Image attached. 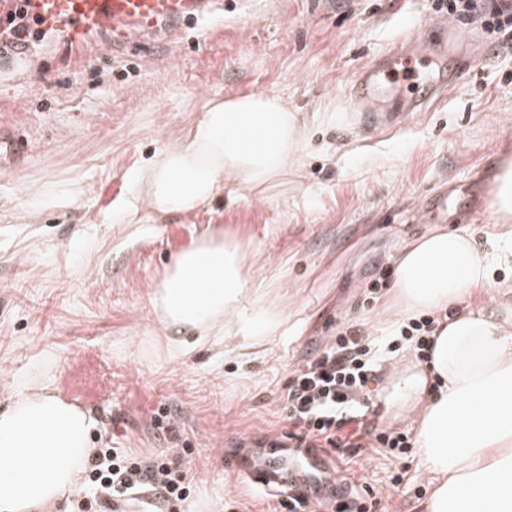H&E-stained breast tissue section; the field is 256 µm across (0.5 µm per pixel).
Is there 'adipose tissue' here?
Listing matches in <instances>:
<instances>
[{
    "mask_svg": "<svg viewBox=\"0 0 512 512\" xmlns=\"http://www.w3.org/2000/svg\"><path fill=\"white\" fill-rule=\"evenodd\" d=\"M301 132L280 97L250 93L209 102L181 142L137 176L158 213L189 214L224 183L248 193L284 176ZM244 245L211 231L177 253L150 293L178 346L236 335L250 293ZM394 312L439 313L426 367L402 363L379 394L409 421L433 476L423 512H512V291L469 235L434 229L400 249ZM91 411L47 388L0 409V512H50L81 480L93 450Z\"/></svg>",
    "mask_w": 512,
    "mask_h": 512,
    "instance_id": "adipose-tissue-1",
    "label": "adipose tissue"
}]
</instances>
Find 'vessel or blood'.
I'll return each mask as SVG.
<instances>
[{
  "label": "vessel or blood",
  "mask_w": 512,
  "mask_h": 512,
  "mask_svg": "<svg viewBox=\"0 0 512 512\" xmlns=\"http://www.w3.org/2000/svg\"><path fill=\"white\" fill-rule=\"evenodd\" d=\"M215 0H0V20L16 10L40 22L43 31L63 45L80 49L94 37L111 34L113 44L133 45L135 40L165 26L182 27L211 13ZM425 41L412 30L390 51L373 58L351 80L349 105L357 115V126L367 134L387 133L408 124L413 113L444 100L467 72L469 58L458 59L444 70L438 82L419 80L417 65L428 63ZM386 85L400 86L408 101L404 114L380 111L375 94ZM224 468L238 478L285 493L302 501L306 512H329L341 484L333 477L320 454L309 456V470L299 475L285 465L281 449L267 447L245 455L225 456Z\"/></svg>",
  "instance_id": "1"
}]
</instances>
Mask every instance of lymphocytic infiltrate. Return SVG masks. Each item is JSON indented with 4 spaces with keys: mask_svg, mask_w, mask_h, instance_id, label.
I'll use <instances>...</instances> for the list:
<instances>
[{
    "mask_svg": "<svg viewBox=\"0 0 512 512\" xmlns=\"http://www.w3.org/2000/svg\"><path fill=\"white\" fill-rule=\"evenodd\" d=\"M449 17L478 22L502 48H512V0H429ZM434 318L420 315L404 325L397 339L383 342L354 330L327 343L314 359L296 364L288 380L285 410L296 428L298 445L309 448L356 449L366 436L362 402L383 349L407 343L422 360L429 357ZM86 483L97 497L78 503L77 512H117L132 495L153 499L161 512H182L194 478L178 459L167 454L131 455L118 448L99 449Z\"/></svg>",
    "mask_w": 512,
    "mask_h": 512,
    "instance_id": "obj_1",
    "label": "lymphocytic infiltrate"
}]
</instances>
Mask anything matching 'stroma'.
Returning <instances> with one entry per match:
<instances>
[{"label":"stroma","mask_w":512,"mask_h":512,"mask_svg":"<svg viewBox=\"0 0 512 512\" xmlns=\"http://www.w3.org/2000/svg\"><path fill=\"white\" fill-rule=\"evenodd\" d=\"M432 16L427 0H235L173 40L97 39L78 53L42 42L23 74L0 77V122L25 144L0 167V408L49 388L97 417L93 448L177 456L195 477L187 512H276V495L226 475L225 449L287 439L289 373L339 332L393 333L391 287L369 286L403 246L432 228L469 234L512 289V223L490 211L498 163L512 158V50L476 24L456 23L452 41L429 29L432 55L475 51L483 64L398 134L363 140L348 114L354 75ZM256 92L299 116L284 176L252 199L227 186L190 214L115 222L132 174L185 138L209 100ZM423 194L448 202L421 209ZM212 230L252 257L262 299L244 318L262 306L279 320L186 351L147 296ZM335 462L372 491L370 512H423L431 475L417 452Z\"/></svg>","instance_id":"stroma-1"}]
</instances>
